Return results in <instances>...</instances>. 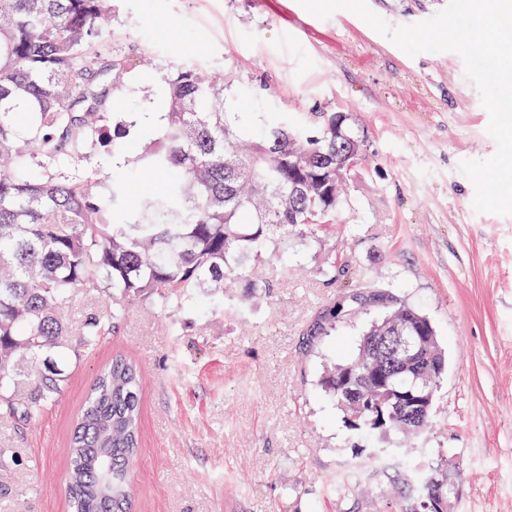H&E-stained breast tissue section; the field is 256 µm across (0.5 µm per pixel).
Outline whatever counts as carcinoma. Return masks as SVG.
<instances>
[{"label": "carcinoma", "instance_id": "obj_1", "mask_svg": "<svg viewBox=\"0 0 512 512\" xmlns=\"http://www.w3.org/2000/svg\"><path fill=\"white\" fill-rule=\"evenodd\" d=\"M112 0H0V418L26 421L61 395L66 370L52 352L94 350L116 332L130 307L151 300L187 310L197 291L224 307V280L267 288L288 272L292 236L335 223L336 161L351 149L336 135V113L300 125L273 122L255 130L224 111V85L194 63L163 76L168 110L153 138L133 157L119 149L133 125H107L115 93L133 61L149 68L144 47L120 46ZM112 139V165L161 176L165 190L128 212L135 184L94 179L77 162L96 139ZM347 265L327 254L331 280ZM262 280L251 279L255 270ZM361 294L383 305L362 332L355 356L327 371L322 386L350 427L370 436L419 438L433 410L399 397L420 394L422 381L441 387L433 363L373 384L371 355L393 359L396 337L436 329L424 313L374 280ZM96 294L104 309L86 313L78 332L62 319L76 293ZM320 310L309 330L322 336L361 305L350 294ZM143 376L117 353L97 373L73 424L65 494L70 512H130V466L141 448ZM407 480L447 494V473L423 477L410 463Z\"/></svg>", "mask_w": 512, "mask_h": 512}]
</instances>
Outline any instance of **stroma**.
I'll use <instances>...</instances> for the list:
<instances>
[{"label": "stroma", "instance_id": "obj_1", "mask_svg": "<svg viewBox=\"0 0 512 512\" xmlns=\"http://www.w3.org/2000/svg\"><path fill=\"white\" fill-rule=\"evenodd\" d=\"M448 0H368L390 24L423 21ZM132 42L158 67L134 71L116 111L163 109L161 69L192 59L223 74L224 109L301 123L341 112L368 142L335 235L291 241L271 288L227 284L223 309L192 317L133 307L94 351L66 354L60 399L26 424L0 418V449L19 466L0 512H68L67 441L99 368L120 351L144 377L142 449L132 512H387L409 495L402 459L448 458L453 512H512V217L476 213L459 170L496 151L488 114L453 52L411 57L355 14L329 19L298 0H113ZM335 250L346 277L328 281ZM389 285L433 321L447 356L436 426L386 433L377 471L321 386L367 324L350 316L308 342L317 312L362 279Z\"/></svg>", "mask_w": 512, "mask_h": 512}]
</instances>
